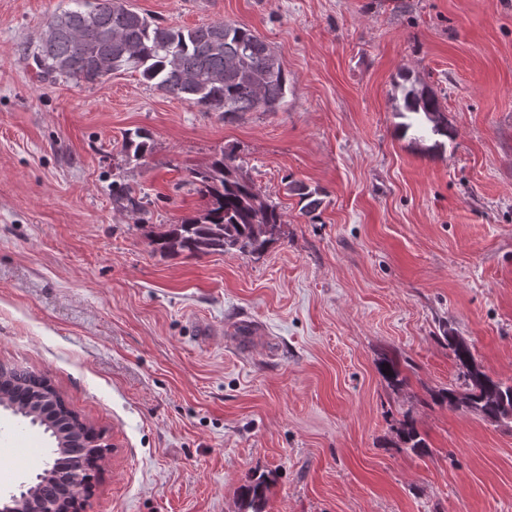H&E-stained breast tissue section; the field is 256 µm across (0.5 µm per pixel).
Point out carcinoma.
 <instances>
[{
    "label": "carcinoma",
    "mask_w": 512,
    "mask_h": 512,
    "mask_svg": "<svg viewBox=\"0 0 512 512\" xmlns=\"http://www.w3.org/2000/svg\"><path fill=\"white\" fill-rule=\"evenodd\" d=\"M31 57L39 72L54 81L93 84L116 71L135 69L157 88L201 112L259 108L275 112L288 91L279 60L251 29L224 21L194 28L165 26L135 11L127 0H70V7L48 22ZM403 101L405 111L432 123V133L448 135L431 90L405 86ZM123 150L136 161L142 159L151 151L149 134L125 133ZM191 175L198 192L208 199L207 209L158 235V250L190 255L230 250L251 256L264 253L282 223L277 206L264 200L226 154ZM288 190L299 196L308 215L322 205L317 189L291 182ZM444 339L467 388L463 393L443 389L435 400L477 411L494 423L512 422V384L484 372L471 347L452 331ZM0 407L42 427L55 442L50 467L36 475L32 501L68 498L69 475L84 467L86 448L96 437L93 428L66 407L47 381L27 371H0ZM401 438L413 453L427 449L425 438L410 424L402 429ZM268 490L263 477L242 488L244 507L263 512Z\"/></svg>",
    "instance_id": "carcinoma-1"
}]
</instances>
